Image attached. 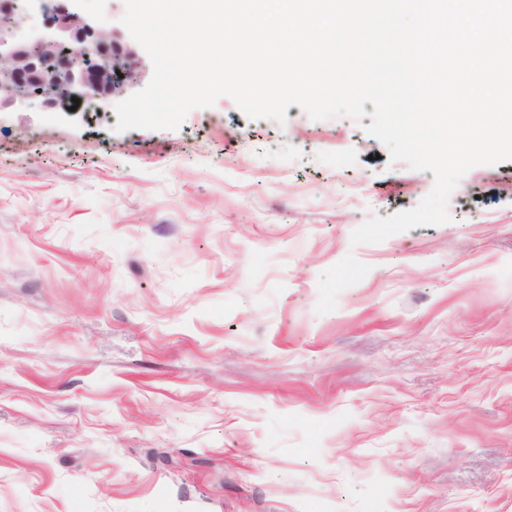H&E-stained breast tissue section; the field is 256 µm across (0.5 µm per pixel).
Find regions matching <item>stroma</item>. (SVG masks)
<instances>
[{"label": "stroma", "mask_w": 512, "mask_h": 512, "mask_svg": "<svg viewBox=\"0 0 512 512\" xmlns=\"http://www.w3.org/2000/svg\"><path fill=\"white\" fill-rule=\"evenodd\" d=\"M364 109L0 108V512H512V162L352 246L433 186Z\"/></svg>", "instance_id": "1"}]
</instances>
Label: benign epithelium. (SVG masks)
Masks as SVG:
<instances>
[{"instance_id":"1","label":"benign epithelium","mask_w":512,"mask_h":512,"mask_svg":"<svg viewBox=\"0 0 512 512\" xmlns=\"http://www.w3.org/2000/svg\"><path fill=\"white\" fill-rule=\"evenodd\" d=\"M45 18L43 34L21 36L25 9L17 0H0V106L40 99L50 106L61 92L96 102H109L138 76L135 53L116 42L95 23L69 8H52L49 0H36ZM72 45L75 54H56ZM123 74L115 83L109 68ZM39 94L34 95L31 89Z\"/></svg>"}]
</instances>
